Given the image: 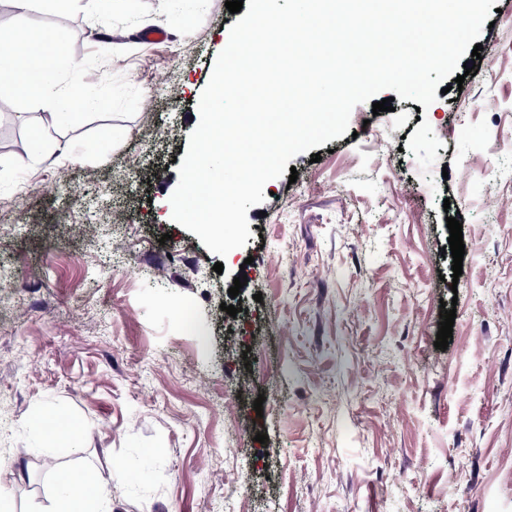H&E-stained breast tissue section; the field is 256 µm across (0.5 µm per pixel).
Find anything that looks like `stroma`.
I'll list each match as a JSON object with an SVG mask.
<instances>
[{"instance_id":"stroma-1","label":"stroma","mask_w":512,"mask_h":512,"mask_svg":"<svg viewBox=\"0 0 512 512\" xmlns=\"http://www.w3.org/2000/svg\"><path fill=\"white\" fill-rule=\"evenodd\" d=\"M225 2L111 0L105 31L95 0L33 14L73 32L76 59L118 50L87 82L119 74L143 98L69 131L0 101V494L51 512L55 472L87 468L111 512H512V0L426 112L432 182L408 148L416 101L358 104L355 139L294 157L223 260L162 191L239 19ZM58 416L82 425L69 443L49 440Z\"/></svg>"}]
</instances>
